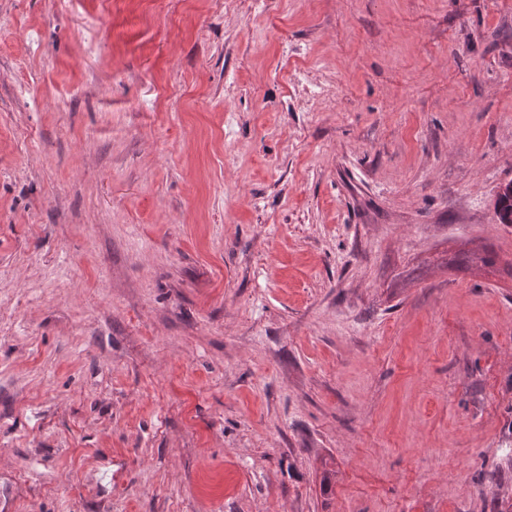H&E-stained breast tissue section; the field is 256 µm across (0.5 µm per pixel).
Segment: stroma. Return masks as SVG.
<instances>
[{
	"mask_svg": "<svg viewBox=\"0 0 512 512\" xmlns=\"http://www.w3.org/2000/svg\"><path fill=\"white\" fill-rule=\"evenodd\" d=\"M512 0H0V512H512Z\"/></svg>",
	"mask_w": 512,
	"mask_h": 512,
	"instance_id": "1",
	"label": "stroma"
}]
</instances>
